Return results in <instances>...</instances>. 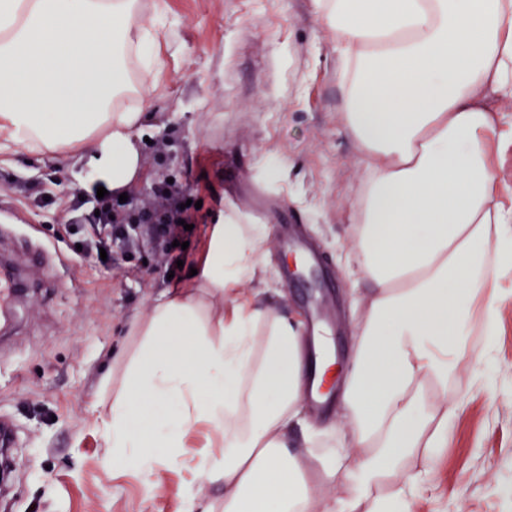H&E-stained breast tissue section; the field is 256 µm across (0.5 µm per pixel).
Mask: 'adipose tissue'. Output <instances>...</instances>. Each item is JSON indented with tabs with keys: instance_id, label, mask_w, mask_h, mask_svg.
<instances>
[{
	"instance_id": "obj_1",
	"label": "adipose tissue",
	"mask_w": 512,
	"mask_h": 512,
	"mask_svg": "<svg viewBox=\"0 0 512 512\" xmlns=\"http://www.w3.org/2000/svg\"><path fill=\"white\" fill-rule=\"evenodd\" d=\"M333 31L344 133L364 160L352 203V276L369 292L336 399L337 430L302 426L309 338L294 315L238 302L264 226L218 220L197 290L163 293L112 392V454L148 487L157 458L206 421L220 439L195 469L224 512H409L416 469L448 443L452 382L474 336L498 329L512 275V197L495 155L512 149V0H313ZM166 0H0V152L50 153L119 192L143 173L146 76ZM225 304L214 313V303Z\"/></svg>"
}]
</instances>
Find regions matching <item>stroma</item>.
Here are the masks:
<instances>
[{
    "instance_id": "35a3bbf8",
    "label": "stroma",
    "mask_w": 512,
    "mask_h": 512,
    "mask_svg": "<svg viewBox=\"0 0 512 512\" xmlns=\"http://www.w3.org/2000/svg\"><path fill=\"white\" fill-rule=\"evenodd\" d=\"M156 50L163 70L150 123L174 133L169 172L198 206L196 230L182 252L179 287L203 259L214 211L247 215L266 227L262 271L241 287L243 299L311 321L322 313L324 349L350 356L351 324L366 289L347 274L351 205L363 179L362 157L342 130L343 105L332 33L312 0H167ZM281 169L280 178L266 170ZM91 183H77L62 162L43 154L0 155V252L28 257L21 234L59 267L57 279L28 291L17 318L0 335V417L17 441L0 512H184L182 492L220 507L224 486L200 483L192 462L216 442L205 422L183 436L180 462H161L150 490L130 464L114 460L102 417L112 406L124 361L139 339L133 320H147L169 286L156 262L105 266L74 249L69 222ZM300 225L322 257L329 288L287 271L286 227ZM499 328L475 337L482 356L454 380L458 409L448 446L411 512H512V280L500 284Z\"/></svg>"
}]
</instances>
